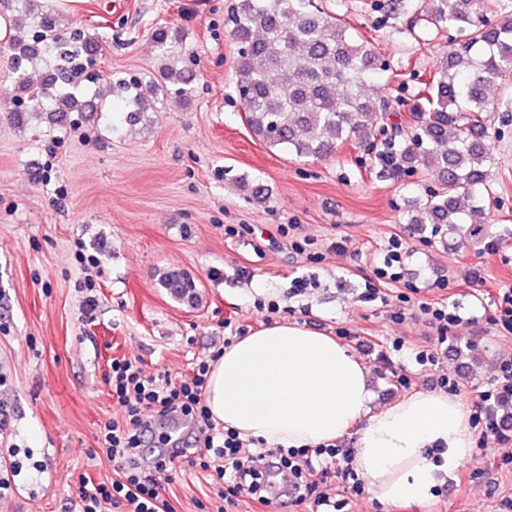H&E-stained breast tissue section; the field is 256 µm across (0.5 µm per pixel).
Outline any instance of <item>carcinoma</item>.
Here are the masks:
<instances>
[{
	"mask_svg": "<svg viewBox=\"0 0 512 512\" xmlns=\"http://www.w3.org/2000/svg\"><path fill=\"white\" fill-rule=\"evenodd\" d=\"M14 11L31 16L22 25L9 19L7 42L16 75L14 97L25 100L11 114L18 125L42 114L98 112L105 103L81 100L76 78L95 65L98 39L78 27L62 30L61 19L44 0H11ZM428 16L460 33L428 77L419 82L409 107L414 126L402 135L385 103L372 100L365 87L387 64L380 60L345 19L320 0H238L228 23L237 55L234 82L242 121L256 140L297 158L322 160L347 144L365 145L382 135L401 138L389 168L395 172H432L442 187L430 193L407 218L419 230L431 229L442 247L459 244L461 225L476 234L485 224L483 200L490 192L492 102L485 86L512 71V14L479 22L485 0H428ZM108 96L136 108L146 92L112 73H97ZM160 82L188 99V80L173 64L159 72ZM160 284L179 301L197 299L188 273L169 269Z\"/></svg>",
	"mask_w": 512,
	"mask_h": 512,
	"instance_id": "carcinoma-1",
	"label": "carcinoma"
}]
</instances>
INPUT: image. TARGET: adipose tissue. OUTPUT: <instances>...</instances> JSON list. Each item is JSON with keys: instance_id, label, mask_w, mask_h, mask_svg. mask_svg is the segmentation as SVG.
<instances>
[{"instance_id": "1", "label": "adipose tissue", "mask_w": 512, "mask_h": 512, "mask_svg": "<svg viewBox=\"0 0 512 512\" xmlns=\"http://www.w3.org/2000/svg\"><path fill=\"white\" fill-rule=\"evenodd\" d=\"M206 405L242 439L285 448L358 435L354 461L384 503L423 500L470 459L475 434L458 398L418 392L372 406L367 367L333 338L277 322L211 365Z\"/></svg>"}]
</instances>
